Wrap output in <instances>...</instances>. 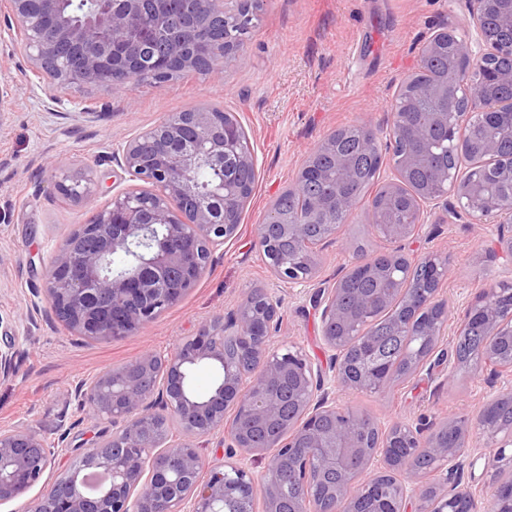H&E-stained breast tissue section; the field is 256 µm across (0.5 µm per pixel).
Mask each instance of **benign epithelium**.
I'll return each instance as SVG.
<instances>
[{
    "instance_id": "benign-epithelium-1",
    "label": "benign epithelium",
    "mask_w": 512,
    "mask_h": 512,
    "mask_svg": "<svg viewBox=\"0 0 512 512\" xmlns=\"http://www.w3.org/2000/svg\"><path fill=\"white\" fill-rule=\"evenodd\" d=\"M11 8L0 11V33L20 27V45L33 69L51 74L62 89L97 86L125 89L145 79L168 80L175 71L210 65V74L223 73V59L239 55L246 38L229 34L224 47L214 39L215 21L238 30L250 29L247 4L263 0H89L91 8L82 17L66 11L68 0H9ZM470 16L478 31L483 52L473 54L471 42L454 36L452 26L434 33L419 53V66L430 56L448 53L453 63L435 79L413 86L404 97L430 109L429 120L412 129V137L424 142L432 129L443 127L448 141L469 161L462 172L439 169L418 191L407 193L409 176L424 159L414 149L393 157L397 179L387 184L378 199L382 214L376 229L388 243L414 235L423 224V205L431 203L454 215L463 213L473 224L497 225V238L490 252L512 260V196L482 188L485 177L497 173L512 183V155L498 151V136L476 137L473 130L483 120L512 112V99L497 93L512 87V70L497 68V59L512 57V0H468ZM155 47L153 60L142 59L144 45ZM479 62L481 77L468 111L455 113L448 123V95L463 84L468 65ZM214 113L207 107L194 112H175L140 132L123 149L121 167L131 180L152 182L150 197L136 198L127 192L112 196L109 205L93 212L80 237L96 240L91 247L66 241L58 250L47 274L45 294L52 308L63 307L72 329L90 339L129 336L154 322L166 309L193 288L208 261L193 259L189 243H204L208 252L224 246L236 231V199L247 186L224 178L229 163L253 165V149L240 143L239 123L225 120L216 128ZM317 151L335 156L339 183L355 178V159L336 154V135L327 137ZM209 168L218 174L209 196L224 201V216L197 195L194 172ZM56 188L74 201L91 196V169L66 173ZM358 201L351 195L307 201L305 211L281 212L272 206L260 225L258 247L275 277L305 286L315 277V247L336 235V215H348ZM320 222L327 230L319 241H310L306 224ZM272 224L297 242L296 261L289 265L277 259L266 246L265 228ZM141 244L137 265L112 273V255ZM425 262L442 268L430 285L416 284L408 276L393 281L404 299L401 328L424 336L437 346L445 335L448 306L441 298V285L448 275L444 256L432 254ZM182 273L175 288L164 287L167 274ZM343 282L319 291L323 338L331 350L330 363L337 383L347 389L380 391L392 387L394 376L373 351L349 362V353L367 343L364 327L356 315L338 303ZM498 291L492 285L468 300L458 321L468 325L480 317L484 344L478 364L491 367L492 392L474 420L452 418L438 433L445 440L422 437L408 424L387 428L370 417L336 405L326 387L322 366L313 364L300 350L274 346L272 332L282 320L278 300L269 289L250 290L252 303L241 302L224 315L221 331L203 325L198 334L170 354L146 352L135 360L112 368L75 389L80 406L93 416L112 419V434L95 441L73 460L57 478L42 486L31 512H254L262 498L264 512H358L360 490H373L389 483L392 512H480L482 487L475 484V468L484 460V470L494 469L493 487H512V465L493 468V460L512 462V428L492 426L487 412L497 402L512 398V351H502L503 341L512 346V313L491 301ZM101 296L108 306L98 312L87 308V299ZM142 297L146 303L132 311L127 302ZM233 338L245 347V355L230 365L224 360V340ZM224 366L219 386L204 401L186 394L188 371L203 362ZM161 370H156L157 365ZM289 377L302 394L294 413L299 415L293 437L277 443L258 444L244 421L272 422L280 419L283 401L277 393ZM176 420L182 441L169 442V421ZM222 434L228 448L221 464H211L195 441ZM405 446L430 455L436 468L432 480L412 466ZM474 439L493 449L465 456ZM272 453L288 466H267L256 481L249 461ZM49 443L27 427L0 430V506L24 497L40 480L48 464ZM334 480L315 496L285 502L287 488L306 491L324 475Z\"/></svg>"
}]
</instances>
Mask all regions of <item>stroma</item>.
Listing matches in <instances>:
<instances>
[{
	"instance_id": "stroma-1",
	"label": "stroma",
	"mask_w": 512,
	"mask_h": 512,
	"mask_svg": "<svg viewBox=\"0 0 512 512\" xmlns=\"http://www.w3.org/2000/svg\"><path fill=\"white\" fill-rule=\"evenodd\" d=\"M474 37L466 0H265L244 53L222 75L194 71L162 84L135 82L121 90L86 87L54 100L47 73L34 72L9 36L0 37V349L15 371L0 377V430L28 426L54 440L45 478H55L110 419L92 417L76 386L147 351L170 353L198 329L224 316L253 287L281 301L276 342H287L328 365L321 309L312 300L332 287L355 260L353 227H363L371 251L384 249L365 209H357L320 253L318 271L302 290L275 279L256 244L272 202L295 181L309 155L334 131L369 125L387 141L401 81L419 68L420 47L442 26ZM213 106L235 113L253 146L256 181L235 236L212 253L180 302L136 333L90 340L64 326L45 296L47 271L62 244L113 195L144 189L109 155L172 112ZM92 169L95 194L86 201L55 189L62 171ZM493 224H471L436 209L422 234L400 244L404 257L449 258L443 297L454 315L463 299L494 283L512 285V269L486 251ZM486 371H449L439 362L396 381L384 392L336 393L346 409L384 423H411L432 432L439 421L475 415L486 400Z\"/></svg>"
}]
</instances>
